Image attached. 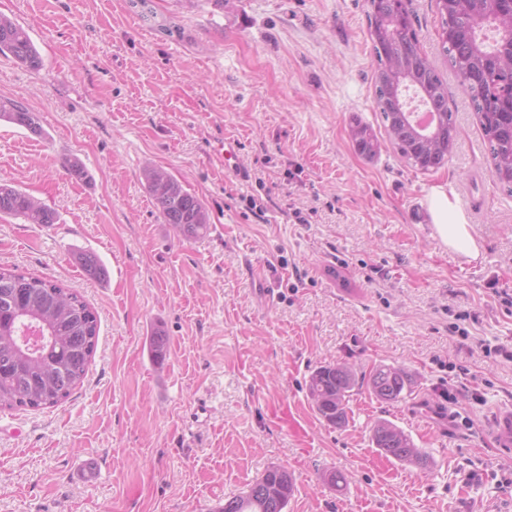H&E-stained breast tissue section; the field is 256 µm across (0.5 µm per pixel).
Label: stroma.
Instances as JSON below:
<instances>
[{
	"label": "stroma",
	"instance_id": "35a3bbf8",
	"mask_svg": "<svg viewBox=\"0 0 512 512\" xmlns=\"http://www.w3.org/2000/svg\"><path fill=\"white\" fill-rule=\"evenodd\" d=\"M151 7L146 21L129 0H0L42 59L31 70L0 54V99L43 129L0 121V182L58 214L49 228L0 219V266L62 282L99 322L66 401L0 410V512H216L273 465L294 479L286 512H512V455L488 432L512 405V191L442 54L436 0L409 9L458 135L428 172L394 152L376 110L369 0ZM356 120L380 142L373 159L353 146ZM73 156L89 180L69 176ZM149 164L206 204L209 234L165 224ZM438 184L468 216L472 269L424 215ZM80 252L105 279L86 275ZM336 362L361 378L402 368L411 391L383 403L360 386L347 425L330 427L307 382ZM382 420L427 468L374 447ZM88 456L100 479L72 485ZM333 471L343 490L326 483Z\"/></svg>",
	"mask_w": 512,
	"mask_h": 512
}]
</instances>
